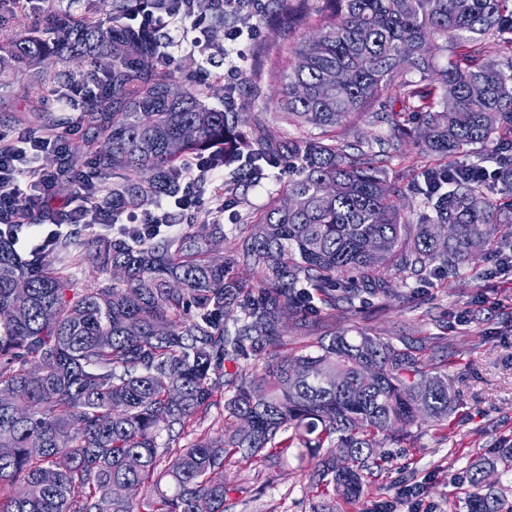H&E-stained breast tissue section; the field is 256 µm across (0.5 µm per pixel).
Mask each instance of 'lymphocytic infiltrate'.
Returning a JSON list of instances; mask_svg holds the SVG:
<instances>
[{
    "label": "lymphocytic infiltrate",
    "mask_w": 512,
    "mask_h": 512,
    "mask_svg": "<svg viewBox=\"0 0 512 512\" xmlns=\"http://www.w3.org/2000/svg\"><path fill=\"white\" fill-rule=\"evenodd\" d=\"M217 14L235 19L233 25L225 27L220 40L211 33L210 21ZM265 17V0H166L161 10L147 0L133 22L158 37L162 45L159 62L164 68H172L182 53L200 57L201 76H208L210 68L223 67L224 107L230 110L244 79L249 48ZM109 93L105 75L91 71L59 89L54 102L60 110L81 112L90 102H104ZM68 151L67 141L51 133L33 140L0 135L1 224L29 226L45 243L75 224L114 227L111 213L96 209L91 202L98 182L90 172L81 168L73 171L74 196L64 201L57 198L59 162ZM223 177V169L207 159L185 165V184L176 206L186 223H196L209 210L210 200L201 189L203 181Z\"/></svg>",
    "instance_id": "obj_1"
}]
</instances>
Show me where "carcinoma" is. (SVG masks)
<instances>
[{
    "label": "carcinoma",
    "mask_w": 512,
    "mask_h": 512,
    "mask_svg": "<svg viewBox=\"0 0 512 512\" xmlns=\"http://www.w3.org/2000/svg\"><path fill=\"white\" fill-rule=\"evenodd\" d=\"M290 27H309L272 63L269 99L298 135L276 140L239 127L236 112L207 104L211 86L159 67L156 38L121 24L141 0H85L82 15L49 11L45 32L0 31V87L32 78L28 119L48 125L50 90L76 75L61 65L93 52L111 94L88 112L82 156L100 182L94 206L119 221L180 194L185 163L212 159L224 183L206 188L212 211L180 234L132 229L47 249H16L0 232V512H224L227 462H266L280 449L328 448L312 475L346 501L383 439L419 421L444 427L448 376L423 371L402 346L336 325V301L385 294L395 271L416 285L507 248L512 227V0H278ZM453 58L440 63L437 54ZM374 115L387 146L418 138L436 162L410 166L403 186L387 163L350 153L333 133ZM486 157L458 161L474 146ZM288 162V180L249 222L240 187ZM416 190L423 211L396 203ZM234 228L227 255L224 222ZM90 254L95 275L79 288L72 261ZM316 340L288 352V331ZM264 355L262 373L242 362ZM224 390V423L203 426ZM185 431V446L159 448ZM289 437L282 438L283 434ZM40 440L43 452L28 453ZM65 456L71 465L56 466ZM137 489L115 498L112 486ZM467 512H500L493 487Z\"/></svg>",
    "instance_id": "carcinoma-1"
}]
</instances>
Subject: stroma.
<instances>
[{
    "mask_svg": "<svg viewBox=\"0 0 512 512\" xmlns=\"http://www.w3.org/2000/svg\"><path fill=\"white\" fill-rule=\"evenodd\" d=\"M266 7V22L248 51L252 80L264 88L276 50L297 36L279 22L276 0H267ZM236 110L243 128L260 123L280 140L296 133L247 92L239 93ZM386 281L385 296L353 310L338 305L336 320L370 328L391 342L402 335L421 338L424 369L444 371L452 383L447 428L422 422L400 442H381L374 453L389 463L365 472V492L352 503L332 492H312L314 462L294 448L260 467L227 464L224 512H365L384 501L394 502L396 512H409L410 502L401 497L407 486L420 488L435 512H466L472 491L466 464L494 460L512 446V267L479 258L430 287L405 288L392 272Z\"/></svg>",
    "mask_w": 512,
    "mask_h": 512,
    "instance_id": "stroma-1",
    "label": "stroma"
}]
</instances>
